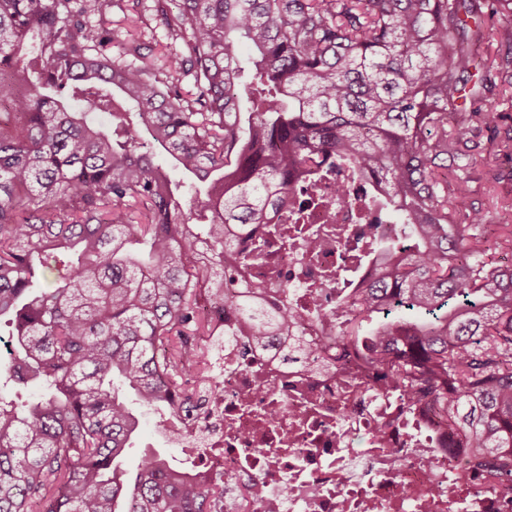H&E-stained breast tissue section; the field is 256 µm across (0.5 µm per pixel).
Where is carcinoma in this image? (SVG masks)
<instances>
[{
	"label": "carcinoma",
	"mask_w": 512,
	"mask_h": 512,
	"mask_svg": "<svg viewBox=\"0 0 512 512\" xmlns=\"http://www.w3.org/2000/svg\"><path fill=\"white\" fill-rule=\"evenodd\" d=\"M172 2L152 12L187 54L156 72L136 43L130 63L93 50L71 0H0V512H228L222 472L154 454L118 471L139 427L120 388L198 407L217 310L310 358L299 313L237 287L224 256L253 224L270 234L245 263L290 235L312 248L303 210L353 196L394 236L373 281L323 310L336 359L448 422L479 490L512 492V266L494 258L512 224L469 204L475 174L512 180L478 169L475 131L512 151V127L469 49L497 20L506 51L485 68L512 87V0ZM333 168L357 185L288 211L292 183ZM20 388L38 393L20 405Z\"/></svg>",
	"instance_id": "1"
}]
</instances>
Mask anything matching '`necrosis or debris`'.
I'll use <instances>...</instances> for the list:
<instances>
[{"instance_id": "necrosis-or-debris-1", "label": "necrosis or debris", "mask_w": 512, "mask_h": 512, "mask_svg": "<svg viewBox=\"0 0 512 512\" xmlns=\"http://www.w3.org/2000/svg\"><path fill=\"white\" fill-rule=\"evenodd\" d=\"M307 221L315 251L289 241L241 267L237 281L298 310L304 340L322 357L320 312L338 289L370 283L391 232L356 206H318ZM240 331L225 316L219 385L205 386L198 415L170 420L195 466L223 471L227 499L251 490L250 512H512V493H476L461 467L467 449L449 447L447 427L408 414L397 393L367 390L347 363L318 371L283 361L275 347L242 356Z\"/></svg>"}]
</instances>
